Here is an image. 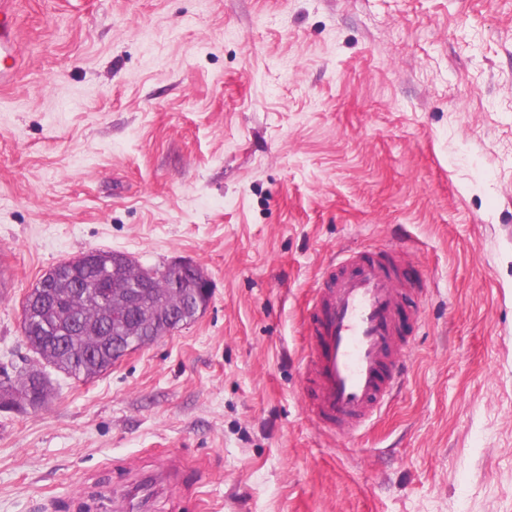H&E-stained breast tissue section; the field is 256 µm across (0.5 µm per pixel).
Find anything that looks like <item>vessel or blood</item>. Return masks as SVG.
Listing matches in <instances>:
<instances>
[{
    "instance_id": "1",
    "label": "vessel or blood",
    "mask_w": 512,
    "mask_h": 512,
    "mask_svg": "<svg viewBox=\"0 0 512 512\" xmlns=\"http://www.w3.org/2000/svg\"><path fill=\"white\" fill-rule=\"evenodd\" d=\"M16 0H0V86L20 68ZM406 287L392 255L340 256L323 273L311 308L304 374L312 385L310 414L321 427L353 434L376 418L403 376L398 336ZM157 476L134 486L123 512H135L157 492Z\"/></svg>"
}]
</instances>
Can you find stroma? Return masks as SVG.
<instances>
[{
	"label": "stroma",
	"mask_w": 512,
	"mask_h": 512,
	"mask_svg": "<svg viewBox=\"0 0 512 512\" xmlns=\"http://www.w3.org/2000/svg\"><path fill=\"white\" fill-rule=\"evenodd\" d=\"M0 91V363L60 262L189 260L194 322L0 407V512H512V0H21ZM404 250L407 380L353 435L301 395L336 254ZM163 480L159 479L157 476L149 475L146 476L140 484L134 486L123 506V511L121 512H133L136 508H138L141 503L147 502L150 498H152L157 492V485L162 483Z\"/></svg>",
	"instance_id": "stroma-1"
}]
</instances>
